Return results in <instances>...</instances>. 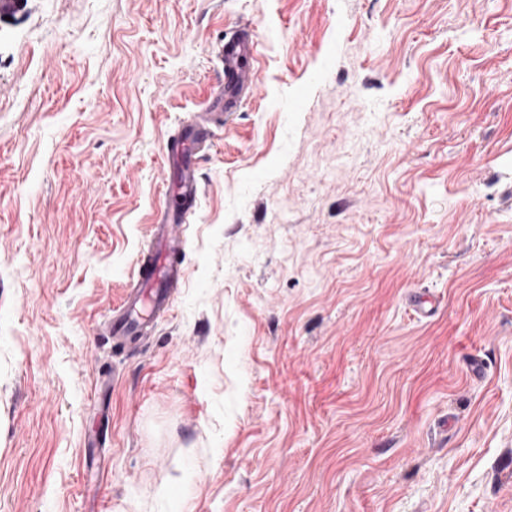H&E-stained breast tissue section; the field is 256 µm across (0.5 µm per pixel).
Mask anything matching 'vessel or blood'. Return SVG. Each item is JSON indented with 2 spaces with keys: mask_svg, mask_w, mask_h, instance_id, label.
<instances>
[{
  "mask_svg": "<svg viewBox=\"0 0 512 512\" xmlns=\"http://www.w3.org/2000/svg\"><path fill=\"white\" fill-rule=\"evenodd\" d=\"M256 56L254 40L237 31L216 47L215 57L224 71V81L214 87L213 97L223 107V118L233 116L257 92ZM194 130V137L174 138L166 145L167 156L177 170L180 210L166 214L164 222L156 226L146 252L138 261L125 301L113 309L109 318L113 335L143 332L170 310L174 293L185 279V237L181 226L184 212L190 210L199 191L198 154L213 136L209 113L199 115Z\"/></svg>",
  "mask_w": 512,
  "mask_h": 512,
  "instance_id": "b4317fda",
  "label": "vessel or blood"
}]
</instances>
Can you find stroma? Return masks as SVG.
Wrapping results in <instances>:
<instances>
[{
	"label": "stroma",
	"instance_id": "obj_1",
	"mask_svg": "<svg viewBox=\"0 0 512 512\" xmlns=\"http://www.w3.org/2000/svg\"><path fill=\"white\" fill-rule=\"evenodd\" d=\"M0 30V512H512V0ZM235 30L260 86L199 155L187 278L115 340Z\"/></svg>",
	"mask_w": 512,
	"mask_h": 512
}]
</instances>
